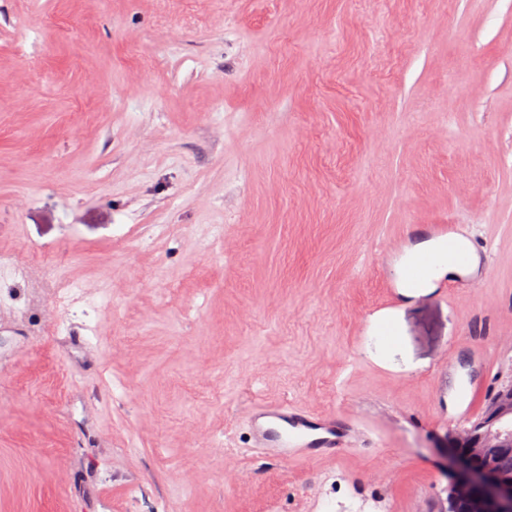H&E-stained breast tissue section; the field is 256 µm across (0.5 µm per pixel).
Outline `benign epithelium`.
Listing matches in <instances>:
<instances>
[{
  "mask_svg": "<svg viewBox=\"0 0 512 512\" xmlns=\"http://www.w3.org/2000/svg\"><path fill=\"white\" fill-rule=\"evenodd\" d=\"M448 462L439 512H512V477L484 465L493 448L512 461V385L490 395L484 414L446 438Z\"/></svg>",
  "mask_w": 512,
  "mask_h": 512,
  "instance_id": "7a95c632",
  "label": "benign epithelium"
}]
</instances>
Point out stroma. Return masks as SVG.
I'll use <instances>...</instances> for the list:
<instances>
[{
    "mask_svg": "<svg viewBox=\"0 0 512 512\" xmlns=\"http://www.w3.org/2000/svg\"><path fill=\"white\" fill-rule=\"evenodd\" d=\"M439 224L488 271L393 299ZM11 254L0 512H427L457 380L512 381V0H0ZM284 397L377 447L252 456Z\"/></svg>",
    "mask_w": 512,
    "mask_h": 512,
    "instance_id": "1",
    "label": "stroma"
}]
</instances>
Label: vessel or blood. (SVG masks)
<instances>
[{"instance_id": "1", "label": "vessel or blood", "mask_w": 512, "mask_h": 512, "mask_svg": "<svg viewBox=\"0 0 512 512\" xmlns=\"http://www.w3.org/2000/svg\"><path fill=\"white\" fill-rule=\"evenodd\" d=\"M248 446L262 458L309 463L369 444L368 434L336 413H316L291 400L256 402L246 413Z\"/></svg>"}]
</instances>
